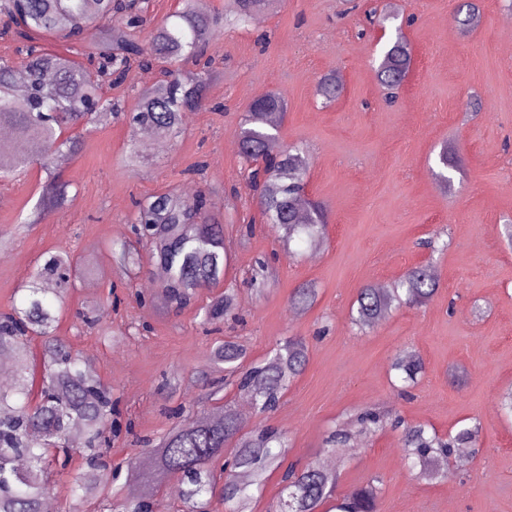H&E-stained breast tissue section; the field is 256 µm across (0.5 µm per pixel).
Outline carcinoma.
Masks as SVG:
<instances>
[{
    "mask_svg": "<svg viewBox=\"0 0 512 512\" xmlns=\"http://www.w3.org/2000/svg\"><path fill=\"white\" fill-rule=\"evenodd\" d=\"M270 0H224V11L213 10L208 0H179L180 8L166 21L151 28L140 40L131 31L146 24L144 0H0V15L10 26L0 31L22 44L21 62L0 57V126L13 131L15 141L0 143V181L10 179L34 161L32 146L49 161L65 150H80L82 131L96 118H128L134 128H150L162 138L179 132L183 116L208 104L207 50L232 17L246 24L264 11ZM479 5L469 2L456 12L459 33L471 32L479 23ZM58 35L84 44L99 60V78L89 79L82 63L69 56L45 52L34 43L32 32ZM166 62L164 79L138 93L127 107L120 100L103 96L100 79L122 85L136 65L150 69ZM192 62L198 70L190 78L180 77L177 64ZM413 65L411 45L396 28L376 71L378 84L388 102L398 98ZM317 91L330 102L343 86L336 73L317 81ZM287 104L273 91L265 92L248 105L237 131L239 153L247 165V185L258 201L264 222L282 232L283 246L305 240L317 245L324 237L327 215L324 206L306 197L309 159L297 144H282L281 121ZM68 181L53 171L35 207H59L68 201ZM131 229L143 246L149 263L163 269L160 296L169 305L185 307L199 290L217 283L229 269L231 250L224 241V225L211 216L206 193L198 190L188 197L175 190L152 195L139 202ZM86 270V261L70 251L48 252L37 260L23 285L20 301L0 315V357L13 360L14 380L0 388V512H42L51 492L49 473L54 466L66 468L72 453L81 454L83 469L75 477L72 498L82 503L97 496L102 487L99 474L106 467L101 449L111 446L113 433L112 387L103 384L80 356L54 336L55 308L46 298L44 283L56 285L57 300L73 286V272ZM438 276L431 265L408 269L389 285L365 286L358 291L352 323L360 331L374 328L381 318L400 306L421 305L434 296ZM315 289L302 286L292 295V304L306 308L314 302ZM235 310L234 289L200 306L201 323H218ZM32 330L41 339L43 370L34 384L31 366ZM219 370L232 378L237 391L248 396L256 411L277 408L293 380L308 361V349L298 337H290L263 363L245 365L246 351L234 341L214 349ZM392 370L404 385L416 383L423 370L422 359L402 351ZM38 401H33V386ZM360 429L376 431L386 425L403 427L401 450L409 473L417 480L448 478L449 470L438 467L460 448L478 447L481 424L460 427L442 437L425 424L403 425L374 408L357 418ZM83 430V445L74 449L66 443L71 430ZM288 439L263 427L241 432L231 405L215 420L207 413L197 415L170 431L147 455L127 461L132 477H143V493L133 499H111L112 512H155L159 507L156 487L169 478L177 481L184 512H210L214 497L224 512H249L253 490L261 488L267 474L283 466ZM224 459L218 484L214 463ZM285 467V466H283ZM276 512H318L335 498L337 474L317 462L298 468L285 467ZM378 487L370 482L341 498L336 512H375Z\"/></svg>",
    "mask_w": 512,
    "mask_h": 512,
    "instance_id": "1",
    "label": "carcinoma"
}]
</instances>
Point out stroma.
Segmentation results:
<instances>
[{
  "label": "stroma",
  "mask_w": 512,
  "mask_h": 512,
  "mask_svg": "<svg viewBox=\"0 0 512 512\" xmlns=\"http://www.w3.org/2000/svg\"><path fill=\"white\" fill-rule=\"evenodd\" d=\"M457 2L272 0L249 28L228 26L214 38L210 107L193 113L162 151L147 153L146 167L126 165L135 130L102 121L66 164L50 162L70 181V202L44 210L23 234L15 225L37 203L46 171L35 164L0 182V312L20 299L43 253L72 251L91 266L65 295L55 334L111 385L121 420L132 423V433L107 450L113 463L177 425L178 406L201 398L211 409L240 402L230 390L209 395L218 342H237L249 361L262 362L299 336L308 346L305 370L276 410L252 415L243 430L268 425L286 433L288 459L299 464L324 460L328 435L346 430L347 447L330 456L340 473L336 493L378 478L376 512H512V420L498 404L512 388V245L504 234L512 220V5L479 0L481 22L462 35L453 23ZM377 5L415 17L404 29L413 69L392 105L375 76L384 42L365 18ZM329 71L343 92L327 104L316 82ZM268 91L285 97L281 139L307 146V192L328 210L325 238L313 249L297 245L292 256L263 223L231 146L248 104ZM444 144L457 158L445 186L436 178ZM200 161L206 169L198 178L190 170ZM170 189L204 190L209 210L223 217L236 319L204 327L195 306L140 302L154 268L125 271L113 261V243L130 233L134 201ZM442 228L447 249L425 248ZM260 258L275 278L259 294L248 279ZM429 262L439 280L429 302L357 332L350 313L359 288L394 282ZM308 283L317 288L314 304L294 307L293 291ZM91 305L95 329L79 318ZM104 329L109 339L101 338ZM405 349L424 363L406 394L391 369ZM373 406L442 434L479 419L481 450L452 466L448 479H412L399 431L357 436L355 415Z\"/></svg>",
  "instance_id": "35a3bbf8"
}]
</instances>
